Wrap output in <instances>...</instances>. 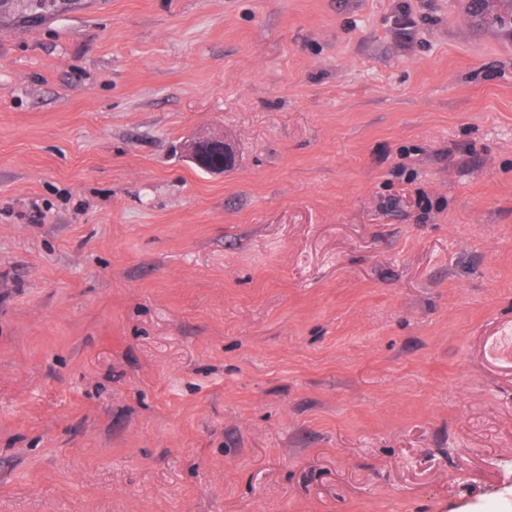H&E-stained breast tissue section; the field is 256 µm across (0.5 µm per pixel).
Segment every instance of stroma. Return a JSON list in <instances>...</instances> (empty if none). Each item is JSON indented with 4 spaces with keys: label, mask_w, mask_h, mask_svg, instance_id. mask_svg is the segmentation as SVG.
Here are the masks:
<instances>
[{
    "label": "stroma",
    "mask_w": 512,
    "mask_h": 512,
    "mask_svg": "<svg viewBox=\"0 0 512 512\" xmlns=\"http://www.w3.org/2000/svg\"><path fill=\"white\" fill-rule=\"evenodd\" d=\"M0 512H512V0H0ZM185 152L187 155H189L195 162L200 164L202 155L208 151L212 147H219L224 155L220 153H213L211 154L205 164L204 167H211L214 165H219L224 161V164H222L219 167H213L209 170L216 171V172H224V170H227L231 168L234 164V156L232 153V149L229 146V144L224 142L223 136L219 134H213L210 136H207L206 138H203L202 140L194 141L188 144H185ZM224 159V160H223Z\"/></svg>",
    "instance_id": "1"
}]
</instances>
